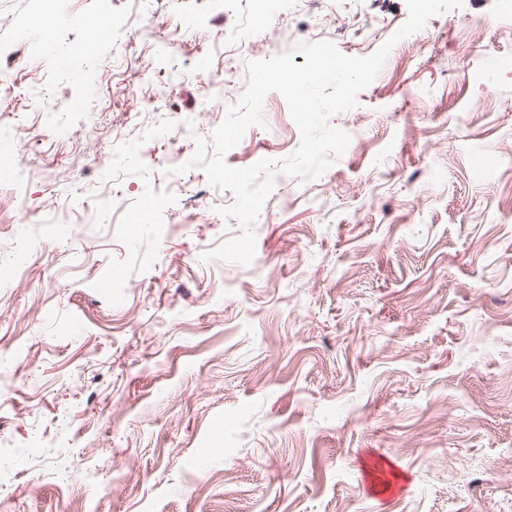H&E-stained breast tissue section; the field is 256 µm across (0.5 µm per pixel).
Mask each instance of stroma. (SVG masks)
I'll use <instances>...</instances> for the list:
<instances>
[{"instance_id": "1", "label": "stroma", "mask_w": 512, "mask_h": 512, "mask_svg": "<svg viewBox=\"0 0 512 512\" xmlns=\"http://www.w3.org/2000/svg\"><path fill=\"white\" fill-rule=\"evenodd\" d=\"M70 5L0 115L25 173L0 185V512H512V67L486 65L512 58L499 0L397 42L406 0H349L329 27L285 0L246 47L225 38L243 17L224 0H114L83 85L57 70L96 39L75 23L88 0ZM183 12L199 19L185 35ZM325 38L351 57L393 44L331 119L347 148L318 179L276 175L250 264L202 261L247 229L220 213L229 191L199 167L165 176V156L212 139L247 62ZM36 81L67 137L40 128ZM261 118L228 166L297 150L280 93ZM91 137L141 155L113 173ZM153 191L151 223H125Z\"/></svg>"}]
</instances>
